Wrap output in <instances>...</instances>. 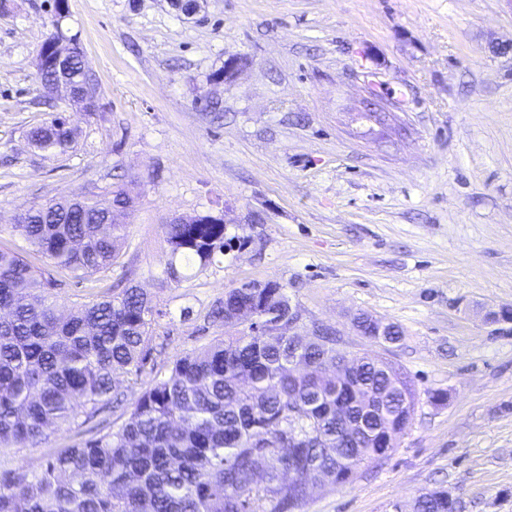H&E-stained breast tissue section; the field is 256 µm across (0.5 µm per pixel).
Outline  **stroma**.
<instances>
[{
    "label": "stroma",
    "mask_w": 512,
    "mask_h": 512,
    "mask_svg": "<svg viewBox=\"0 0 512 512\" xmlns=\"http://www.w3.org/2000/svg\"><path fill=\"white\" fill-rule=\"evenodd\" d=\"M53 18V0H0V242L31 206L123 176L135 204L98 285L150 295L156 368L223 338L208 314L226 290L273 280L295 333L328 329L411 376L397 448L312 488L304 512H410L434 488L463 512H512V321L488 318L512 306V0H199L189 17L170 0H68L95 112L38 79ZM372 92L387 106L370 120ZM65 111L73 148H32L29 130ZM198 215L224 219V251L167 280L165 226ZM361 313L402 340L361 336ZM87 430L50 428L12 464L38 471Z\"/></svg>",
    "instance_id": "1"
}]
</instances>
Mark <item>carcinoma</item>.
<instances>
[{"instance_id": "1", "label": "carcinoma", "mask_w": 512, "mask_h": 512, "mask_svg": "<svg viewBox=\"0 0 512 512\" xmlns=\"http://www.w3.org/2000/svg\"><path fill=\"white\" fill-rule=\"evenodd\" d=\"M40 81L58 79L45 50ZM68 82L98 94L96 81L75 61ZM49 155L75 141L70 116L58 112L29 132ZM132 198L120 187L110 197L51 200L19 214L11 225L18 243L0 246V512H302L313 486H344L365 461L397 445L416 406L413 381L379 357H358L318 329L310 336L240 332V314L261 323L288 316L284 287L243 283L224 293L211 318L228 336L177 357L164 373L152 363L158 312L147 293L128 286L111 296L92 294L59 312L58 278L83 285L119 255L128 225L119 220ZM164 272L210 263L224 253V219L211 215L165 225ZM42 261L36 269L29 257ZM362 336L397 343L395 323L377 336L376 320H356ZM343 364L346 381L320 369ZM121 374L147 385L131 394L128 416L82 443L53 455L36 473L11 466L6 449L36 448L50 427L79 410L123 402ZM316 432L309 447L283 451L288 423ZM448 490L420 494L414 512H458Z\"/></svg>"}]
</instances>
